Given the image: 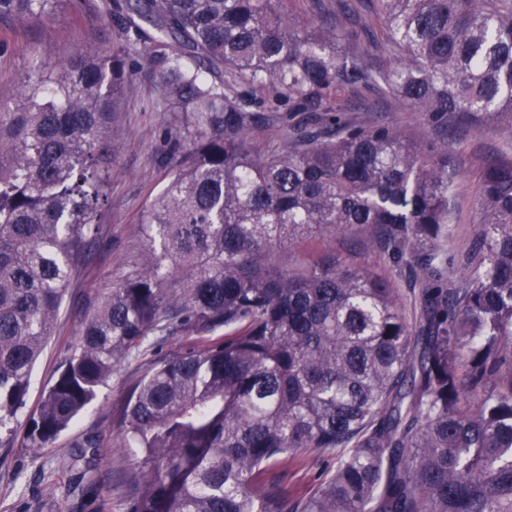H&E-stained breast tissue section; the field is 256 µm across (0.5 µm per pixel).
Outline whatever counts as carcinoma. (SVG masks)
<instances>
[{
	"mask_svg": "<svg viewBox=\"0 0 512 512\" xmlns=\"http://www.w3.org/2000/svg\"><path fill=\"white\" fill-rule=\"evenodd\" d=\"M282 2L101 0L112 47L31 57L0 105V444L96 241L136 58L172 115L169 180L25 447H49L135 358L114 413L125 512H512V157L482 171L458 267L448 142L427 155L340 116L343 92L366 91L512 136V0H334L311 30ZM61 4L0 0V20ZM279 112L294 134L261 155L250 134ZM313 235L406 263L411 306L332 254L278 259ZM176 332L192 347L155 357ZM307 450L336 470L285 509L263 476Z\"/></svg>",
	"mask_w": 512,
	"mask_h": 512,
	"instance_id": "obj_1",
	"label": "carcinoma"
}]
</instances>
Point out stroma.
Here are the masks:
<instances>
[{
	"mask_svg": "<svg viewBox=\"0 0 512 512\" xmlns=\"http://www.w3.org/2000/svg\"><path fill=\"white\" fill-rule=\"evenodd\" d=\"M98 0H65L61 9L42 21L0 22V98L12 99L31 56L54 62L77 46L99 43L113 29L111 18L96 9ZM155 89L147 69H138L125 88L124 123L130 145L117 149L109 179V204L97 220L96 242L71 281L55 336L47 344L32 373L28 409H35L43 391L56 379L70 344L100 308L113 286L132 269L144 247L139 220L149 201L168 180L161 161L160 133L170 115L153 108ZM351 122L384 124L417 141L423 151L447 143L455 157L456 173L448 193L455 252L468 245L477 221L480 171L500 154L512 155V138L494 129L474 130L465 124L449 128L412 111L394 97L360 92L345 99ZM139 374L138 361L118 365L95 400L75 424L49 448L33 450L21 440L0 446V512H99L104 495L112 497V512H125L118 485L122 477V449L116 446L112 412L121 403L128 383ZM90 436L101 438L96 457H77L78 446ZM336 469V456L308 451L286 458L267 473L285 497L295 499L316 489ZM83 482H76L78 473Z\"/></svg>",
	"mask_w": 512,
	"mask_h": 512,
	"instance_id": "stroma-1",
	"label": "stroma"
}]
</instances>
